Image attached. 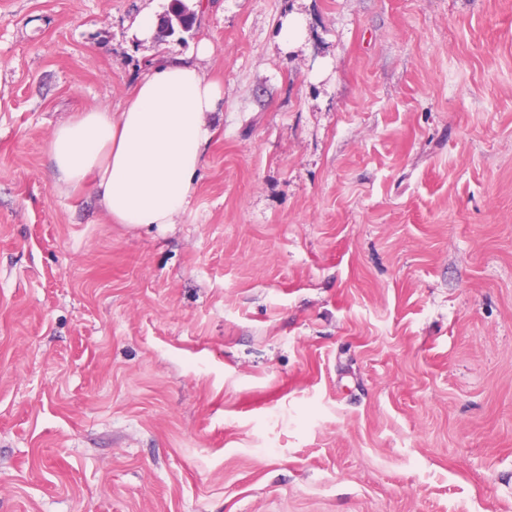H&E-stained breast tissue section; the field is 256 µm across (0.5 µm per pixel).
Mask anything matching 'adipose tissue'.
<instances>
[{
	"label": "adipose tissue",
	"instance_id": "ef3b65f1",
	"mask_svg": "<svg viewBox=\"0 0 512 512\" xmlns=\"http://www.w3.org/2000/svg\"><path fill=\"white\" fill-rule=\"evenodd\" d=\"M198 62L161 60L122 111L93 109L58 125L49 154L61 188L89 185L113 223L171 224L195 190L224 92Z\"/></svg>",
	"mask_w": 512,
	"mask_h": 512
}]
</instances>
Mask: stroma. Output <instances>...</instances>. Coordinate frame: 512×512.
I'll use <instances>...</instances> for the list:
<instances>
[{"label": "stroma", "instance_id": "1", "mask_svg": "<svg viewBox=\"0 0 512 512\" xmlns=\"http://www.w3.org/2000/svg\"><path fill=\"white\" fill-rule=\"evenodd\" d=\"M202 2L0 0V512H512V0ZM204 38L175 223L56 187ZM176 5L171 9V12L168 14L166 13L159 19L160 24H165L169 19H172L173 26H174V34L176 33L180 35L188 34L193 35L195 31V24H196V16L197 11L190 9L185 3L182 2V0H174ZM176 15L183 21V29L177 25L175 19H173L172 15ZM158 23V24H159ZM172 35V36H173ZM170 36V37H172Z\"/></svg>", "mask_w": 512, "mask_h": 512}]
</instances>
